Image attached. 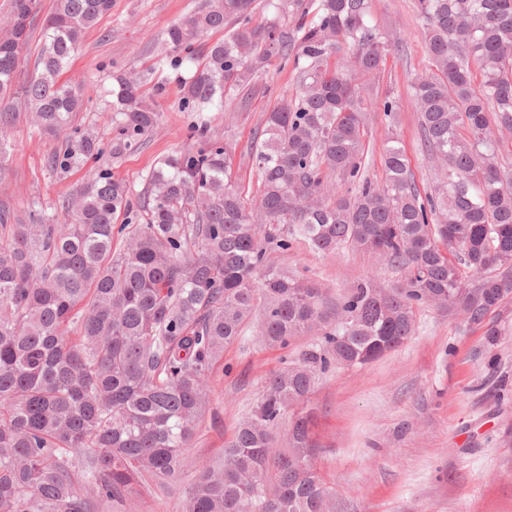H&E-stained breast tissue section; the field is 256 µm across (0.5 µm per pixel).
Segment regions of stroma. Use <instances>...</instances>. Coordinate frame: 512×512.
<instances>
[{
    "mask_svg": "<svg viewBox=\"0 0 512 512\" xmlns=\"http://www.w3.org/2000/svg\"><path fill=\"white\" fill-rule=\"evenodd\" d=\"M205 2L112 0L110 13L84 34L67 69L84 100L72 128L94 130L106 143L116 135L110 95L115 76L139 79L150 95L159 114L156 127L111 167L132 193H140L159 158L191 146L189 127L199 116L236 142L232 172L244 198L259 192L247 148L280 97L295 93V72L292 65L273 63L257 77L249 102L232 90L223 105L202 115L184 111L182 86L195 65L175 63L165 33ZM368 23L398 40L389 45L365 102L366 174L384 181L383 149L395 136L415 182L426 187L435 170L421 151L411 103L412 78L430 68L417 0H370ZM388 98L399 105L393 120L382 111ZM0 136L10 146L0 169V201L21 219L39 207L63 221L60 203L84 178L80 170L59 173L48 167L63 137L45 134L23 116ZM288 268L336 297L369 273L388 288L402 279L400 271L369 253L343 247L322 255L302 242L293 243ZM491 327L499 332L492 344L485 336ZM311 342L303 336L287 347H271L258 338L255 321L245 323L215 367L212 409L183 454L181 479L153 488L149 512H179L195 462L223 456L236 426L259 402L267 377ZM312 404L320 443L315 463L331 490L333 512H512V294L476 323L456 306H418L414 332L404 345L370 364L321 374Z\"/></svg>",
    "mask_w": 512,
    "mask_h": 512,
    "instance_id": "35a3bbf8",
    "label": "stroma"
}]
</instances>
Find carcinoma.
<instances>
[{
  "label": "carcinoma",
  "instance_id": "carcinoma-1",
  "mask_svg": "<svg viewBox=\"0 0 512 512\" xmlns=\"http://www.w3.org/2000/svg\"><path fill=\"white\" fill-rule=\"evenodd\" d=\"M302 2L279 0V18L254 26L255 0H208L166 32L183 62L197 59L202 36L224 32L183 86L190 112L223 103L226 88L250 85L275 59L293 63L295 94L250 144L261 180L252 205L232 179L236 144L206 123L191 125L197 148L150 171L139 224L114 229L132 202L108 169L88 170L61 223L40 209L24 222L0 204V512H99L104 501L148 512L145 478L163 487L180 475L210 410L213 369L256 313L268 345L318 340L267 378L223 462L198 466L179 512H330L314 464L318 376L401 346L422 303L457 305L476 322L512 293V174L494 137L512 132V0H418L432 71L414 79L412 102L438 170L423 193L396 137L383 151L385 181L365 174V81L387 47L367 22L369 0H315L311 12ZM36 5L11 0L0 99L17 96L57 134L83 106L64 68L112 0H55L41 69L21 82ZM342 44L350 61L333 65ZM112 96L118 135L107 145L88 130L68 137L53 168L105 154L116 163L155 128L137 81L118 78ZM298 239L323 255L375 254L405 280L384 288L364 276L331 321L327 291L283 266Z\"/></svg>",
  "mask_w": 512,
  "mask_h": 512
}]
</instances>
